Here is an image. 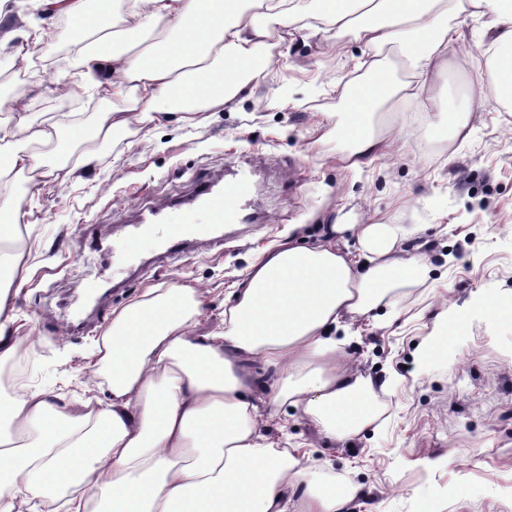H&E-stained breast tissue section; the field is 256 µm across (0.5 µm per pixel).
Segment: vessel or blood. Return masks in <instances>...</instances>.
<instances>
[{
	"label": "vessel or blood",
	"instance_id": "obj_1",
	"mask_svg": "<svg viewBox=\"0 0 512 512\" xmlns=\"http://www.w3.org/2000/svg\"><path fill=\"white\" fill-rule=\"evenodd\" d=\"M253 194L252 177L242 171L221 188L200 187L194 206L156 210L151 223L131 225L124 236L113 243V271H124L145 250L175 254L186 241L209 236L219 226L247 222L245 209Z\"/></svg>",
	"mask_w": 512,
	"mask_h": 512
}]
</instances>
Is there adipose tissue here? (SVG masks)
Instances as JSON below:
<instances>
[{"instance_id":"obj_1","label":"adipose tissue","mask_w":512,"mask_h":512,"mask_svg":"<svg viewBox=\"0 0 512 512\" xmlns=\"http://www.w3.org/2000/svg\"><path fill=\"white\" fill-rule=\"evenodd\" d=\"M242 0H134L121 17L129 40L115 45L108 20L86 0H37L72 26V64L80 81L118 107L82 126L34 123L24 96L0 101L1 171L28 174L26 195L0 192V266L16 285L29 268L13 241L28 212L27 196L64 187L95 160L92 142L131 123L165 115L191 121L231 105L272 64L259 51L268 38ZM283 26L350 32L366 46L401 41L421 85L448 69V46L462 31L444 26L448 9L487 17L488 87L512 103V0H257ZM158 40L143 44L147 32ZM353 96L343 125L344 160L359 168L378 157L369 103L389 99V84L371 81ZM332 237L280 244L251 265L220 325L192 331L204 292L174 284L151 288L122 309L101 338L110 398L99 405L65 401L25 388L0 403V512H346L354 488L315 481L297 449L281 447L269 421L289 407L327 440L370 423L371 378L350 363L352 326L389 290L387 274L425 275L408 250L405 224L332 225ZM355 235L359 248L337 237Z\"/></svg>"}]
</instances>
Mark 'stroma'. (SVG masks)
Wrapping results in <instances>:
<instances>
[{"mask_svg":"<svg viewBox=\"0 0 512 512\" xmlns=\"http://www.w3.org/2000/svg\"><path fill=\"white\" fill-rule=\"evenodd\" d=\"M260 21L288 67L266 70L258 86L203 123L163 119L115 134L79 180L34 198L19 240L30 280L11 296L12 326L28 335L34 359L30 385L107 400L97 341L113 310L145 289L176 281L203 288L200 335L220 323L250 266L283 238L315 241L341 217L408 224L431 258V276L390 294L397 314L388 325L374 311L356 322L346 348L353 366L382 385L372 398L376 421L329 442L295 415L288 441L308 452L315 480L361 486L353 512H512V321L489 330L485 309L473 303L512 299V110L484 89L485 18L449 12L465 41L449 47L444 80L419 92L401 43L370 49L351 35ZM39 23L40 70L22 83L0 80V98L25 93L39 122L63 110L94 122L112 100L81 86L67 97L50 93L53 83L75 79L56 64L71 32L50 14ZM376 68L396 93L374 112V127L396 144L355 169L343 160L348 144L339 130ZM446 102L471 114L467 134L449 127ZM241 168L254 178L255 220L177 257L145 253L112 287V242L126 225L160 206L193 204L201 182L223 184ZM92 277L106 289L80 330L71 308ZM448 304L464 308L465 326L447 355L419 365L417 347Z\"/></svg>","mask_w":512,"mask_h":512,"instance_id":"1","label":"stroma"}]
</instances>
